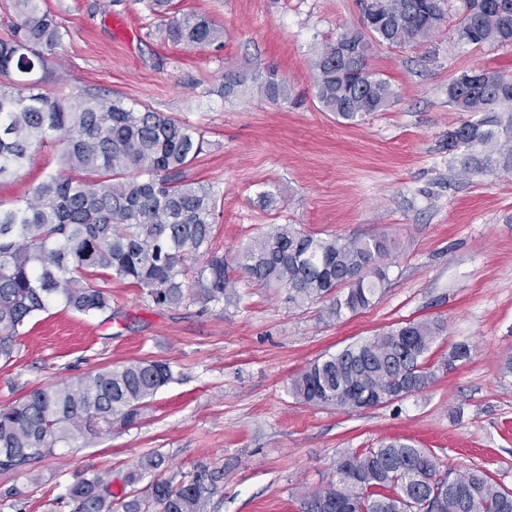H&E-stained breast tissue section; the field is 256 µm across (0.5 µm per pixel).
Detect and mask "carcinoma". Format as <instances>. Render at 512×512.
<instances>
[{"label": "carcinoma", "mask_w": 512, "mask_h": 512, "mask_svg": "<svg viewBox=\"0 0 512 512\" xmlns=\"http://www.w3.org/2000/svg\"><path fill=\"white\" fill-rule=\"evenodd\" d=\"M41 0H10L17 17L0 36V178L31 159L33 146L62 143L61 169L12 208L0 207V358L12 357L20 329L35 315L60 305L84 315L112 311L108 282L126 281L157 307L201 300L229 302L235 282L224 256L212 251L217 196L210 185L185 180L203 151L204 137L178 117L118 95L84 89L52 93L53 55L65 31ZM459 42L480 47L512 44V0H460ZM445 0H361L368 31L346 30L325 43L313 62L321 110L356 124L392 105L391 83L368 66L370 45L391 47L431 36L445 18ZM174 45L205 46L223 37L206 14L190 13L165 25ZM360 46L358 57L336 59V43ZM244 77L224 73L223 96H234ZM263 95L288 100L274 72ZM448 103L460 112L491 113L448 130V151L512 156V77L486 71L477 84L468 72L448 85ZM391 250L384 237L325 239L278 224L238 255L252 281L288 290V301H307L345 290L331 313L340 317L369 307L386 280ZM441 321L405 322L323 355L290 383L297 400L357 411L359 399L377 394L384 404L425 389L435 376L425 364L443 335ZM173 381L170 363L136 360L93 375L34 388L0 407V472L30 471L57 447L97 441L117 426L135 425L157 393ZM163 458L147 453L129 471L141 491L112 492L107 472L85 473L54 499L71 512H204L222 474L200 463L188 480L157 474ZM302 512H512V490L483 468L440 471L438 458L407 440L347 453L335 478L303 492Z\"/></svg>", "instance_id": "obj_1"}]
</instances>
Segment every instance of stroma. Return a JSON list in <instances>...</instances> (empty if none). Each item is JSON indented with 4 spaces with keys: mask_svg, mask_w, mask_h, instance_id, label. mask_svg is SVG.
<instances>
[{
    "mask_svg": "<svg viewBox=\"0 0 512 512\" xmlns=\"http://www.w3.org/2000/svg\"><path fill=\"white\" fill-rule=\"evenodd\" d=\"M66 35L55 51L63 76L54 93L86 87L118 94L198 126L202 154L188 179L213 186V246L226 259L274 225L322 238L386 235L388 280L373 304L333 317L329 299L295 306L233 269L236 296L161 309L138 288L111 283L113 319L60 306L31 319L15 353L0 360V405L30 389L141 359L170 362L174 379L134 426L86 446L56 449L33 474L1 473L0 488L27 494L22 510L48 512L80 475L109 472L112 490L138 459L156 452L166 472L189 479L197 464L223 471L206 512H302L304 489L331 479L343 454L408 439L443 467L483 466L512 489V167L493 155L448 152L464 113L448 103L463 70L512 76V47L473 48L456 36L449 7L431 37L374 45L369 64L397 98L357 124L336 121L314 97L312 61L325 42L362 27L359 0H173L172 12L208 14L222 46L165 41L164 21L142 0H42ZM247 77L236 96L218 90L226 68ZM276 70L291 94L273 104L260 91ZM61 146L34 148L17 174L0 180V205L21 203L48 173ZM442 320L427 355L434 381L389 404L352 412L312 406L289 391L308 362L399 323ZM458 343L470 358L439 363Z\"/></svg>",
    "mask_w": 512,
    "mask_h": 512,
    "instance_id": "1",
    "label": "stroma"
}]
</instances>
